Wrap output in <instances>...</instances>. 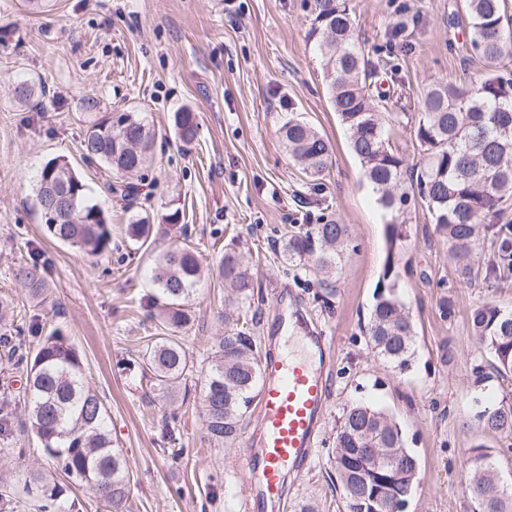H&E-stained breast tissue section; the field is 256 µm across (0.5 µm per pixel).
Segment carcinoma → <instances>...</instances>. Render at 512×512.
I'll list each match as a JSON object with an SVG mask.
<instances>
[{
    "label": "carcinoma",
    "instance_id": "cac0c4a2",
    "mask_svg": "<svg viewBox=\"0 0 512 512\" xmlns=\"http://www.w3.org/2000/svg\"><path fill=\"white\" fill-rule=\"evenodd\" d=\"M504 0H466L467 27L473 53L488 73L476 86L459 87L440 82L429 87L410 135L420 155L409 170L414 188L424 202L435 231L448 242L460 278L468 281L482 261L479 227L498 224L512 206V80L497 73L501 59L512 53V30L505 27ZM308 40L317 44L323 58L332 105L349 133L350 149L358 159L378 201L390 212L400 210L406 193L399 192L405 159L391 145L387 126L404 124L407 113L382 118L391 95L382 90L383 61L371 66L352 32L349 0H314V18ZM82 110L97 115L89 122L82 141L88 165H103L117 180L105 190L132 201L138 187L123 181L148 163L152 143L144 124L132 112L100 113V101L87 97ZM174 124L184 140L195 137L196 114L174 113ZM289 157L316 181L329 168L332 147L307 122L290 117L282 128ZM66 183L73 190L68 218L54 222L46 217L45 231L54 240L88 256L112 249V233L104 211L91 197V189L65 159L53 158L42 168L38 188ZM153 225L149 218L128 225L133 242H145ZM348 229L327 221L309 224L289 236L284 253L291 265L308 264L327 274L337 269L346 247ZM497 258L489 271L497 277L512 274V239L498 237ZM224 287L238 299L249 296L252 274L232 250L224 251L218 266ZM20 284L33 295L46 289L38 261L19 269ZM201 279V261L187 244H176L159 256L151 270L156 294L147 307L161 308L169 328L191 319L187 301ZM471 328L491 357L498 375L512 372V312L486 301L470 315ZM374 353L405 370L415 354V327L408 307L394 289L376 295L367 326ZM26 339L0 336L14 365L25 370L26 421L45 453L60 469L92 488L106 506L128 502L133 475L122 450L112 444L105 403L84 374L83 359L62 330L49 333L35 327ZM261 346L242 326L224 333L215 344L208 370L201 378L202 422L210 440L224 444L236 438L261 376ZM142 377L171 401L193 376L189 353L173 336L147 342L140 362ZM474 420L487 432H512V396L477 412ZM364 448L380 453L367 458ZM336 481L345 512H394L408 503L419 475L418 458L400 426L384 410L353 403L343 408L336 421L332 452ZM465 481L478 502L479 512H504L505 489L489 452L477 445L463 461ZM26 488L40 508L54 506L67 487L38 471L27 474Z\"/></svg>",
    "mask_w": 512,
    "mask_h": 512
}]
</instances>
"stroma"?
Returning a JSON list of instances; mask_svg holds the SVG:
<instances>
[{
	"label": "stroma",
	"instance_id": "1",
	"mask_svg": "<svg viewBox=\"0 0 512 512\" xmlns=\"http://www.w3.org/2000/svg\"><path fill=\"white\" fill-rule=\"evenodd\" d=\"M464 0H351L355 34L369 64L391 57L388 79L402 96L393 111L417 114L433 83L479 84L483 63L471 53L462 19ZM313 0H0V302L11 307L0 335H18L33 324L60 328L80 352L89 383L112 420V438L133 473L132 512H244L241 472L257 428L248 412L233 442H209L202 428L200 386L185 400L152 399L137 362L148 337L165 328L147 315L153 292L148 272L175 241L198 253L205 274L190 297V321L181 343L202 375L220 336L238 317L251 322L265 350L283 289L300 306L307 329L333 339L327 413L310 464L289 473L285 496L271 512H344L330 478L336 420L354 401L393 415L419 460L418 485L405 512H477L464 483L468 448L483 445L505 485L512 486V433L485 434L470 417L474 398L512 392V373L475 387L487 355L468 326L471 309L494 301L512 310V276L487 287L484 278L460 282L424 204L411 198L407 226L390 247L389 214L381 209L349 149L334 111L324 63L306 35ZM37 93L15 99L19 82ZM108 112H133L153 142L152 162L137 176L132 210L103 189L107 171L82 160L87 117L84 98ZM197 115L193 141L179 136L173 116ZM304 118L329 140L332 164L323 179L308 180L288 158L278 133L288 115ZM68 160L93 189L112 227V251L95 259L48 238L35 202L37 174L45 163ZM179 211L178 224L164 220ZM149 217L153 233L129 248L132 216ZM336 221L349 240L331 281L288 265L284 245L292 231ZM233 248L254 280V293L228 301L217 265ZM45 269L50 291L33 300L16 273L31 259ZM395 274L384 279L387 261ZM396 287L413 317L415 356L408 370L386 363L370 348L366 329L376 295ZM451 297L455 313L439 304ZM0 494L7 512H39L23 491L26 473L39 469L66 482L72 512H109L94 492L67 479L40 441L24 432L25 400L19 372L0 348ZM177 415L176 447L166 451V416Z\"/></svg>",
	"mask_w": 512,
	"mask_h": 512
}]
</instances>
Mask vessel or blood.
<instances>
[{
  "label": "vessel or blood",
  "mask_w": 512,
  "mask_h": 512,
  "mask_svg": "<svg viewBox=\"0 0 512 512\" xmlns=\"http://www.w3.org/2000/svg\"><path fill=\"white\" fill-rule=\"evenodd\" d=\"M331 341L307 337L303 350L266 355L258 401L259 451L245 461V512H267L283 496L288 471L308 464L327 408Z\"/></svg>",
  "instance_id": "b4317fda"
}]
</instances>
